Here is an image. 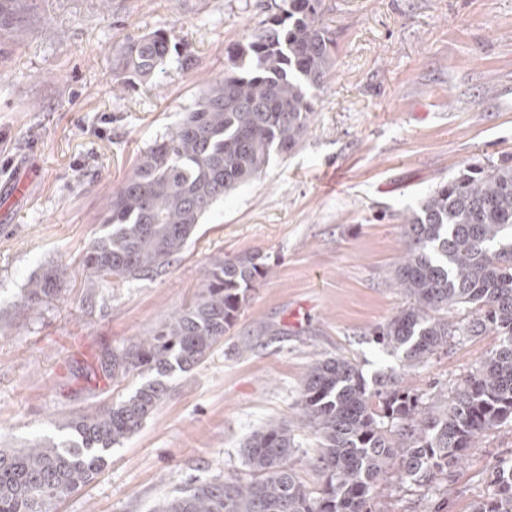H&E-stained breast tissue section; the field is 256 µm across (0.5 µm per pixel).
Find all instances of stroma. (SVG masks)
Instances as JSON below:
<instances>
[{
  "instance_id": "obj_1",
  "label": "stroma",
  "mask_w": 512,
  "mask_h": 512,
  "mask_svg": "<svg viewBox=\"0 0 512 512\" xmlns=\"http://www.w3.org/2000/svg\"><path fill=\"white\" fill-rule=\"evenodd\" d=\"M273 2L37 0L1 43L0 448L59 439L67 420L145 382L104 378L99 363L189 304L214 258L258 250L269 266L223 341L176 373L142 428L51 512H154L187 479L246 476L242 443L266 419L295 416L317 360L351 358L369 381L397 373L399 355L369 332L406 303L388 278L403 214L465 164L512 153V0H323L336 52L300 148L225 195L164 271L84 288L79 260L112 193ZM160 27L175 55L149 81L117 80L114 46ZM50 267L65 273L64 298L26 307L25 284ZM497 343H449L404 383L446 393ZM511 459L512 427L494 430L439 487L389 480L375 504L472 512Z\"/></svg>"
}]
</instances>
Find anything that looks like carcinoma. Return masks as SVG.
Listing matches in <instances>:
<instances>
[{
    "label": "carcinoma",
    "mask_w": 512,
    "mask_h": 512,
    "mask_svg": "<svg viewBox=\"0 0 512 512\" xmlns=\"http://www.w3.org/2000/svg\"><path fill=\"white\" fill-rule=\"evenodd\" d=\"M35 2L0 0V31L16 28ZM322 6L276 0L245 41L226 48L224 78L204 87L112 193L105 233L81 260L87 287L110 288L165 269L224 195L259 177L271 155L291 154L303 143L336 50ZM171 48V30L158 28L123 41L116 67L148 81ZM403 224V254L391 279L407 303L370 331L374 342L402 354L401 372L370 387L346 356L316 361L300 383L296 418L267 421L243 446L249 478L191 482L156 512H373L381 483L394 477L435 484L466 461L486 432L512 425V156L465 165ZM267 272L259 252L215 260L191 305L133 350L101 362L112 380L144 370L158 378L70 420L57 442L0 449V512H43L90 483L112 448L156 411L168 392L164 378L205 360ZM63 275L49 269L29 279L26 305L59 299ZM460 314L463 323L453 320ZM487 333L499 344L451 394L429 402L401 386L449 342ZM302 429L318 441L316 490L294 468ZM493 483L474 512H512V464L498 466Z\"/></svg>",
    "instance_id": "obj_1"
}]
</instances>
